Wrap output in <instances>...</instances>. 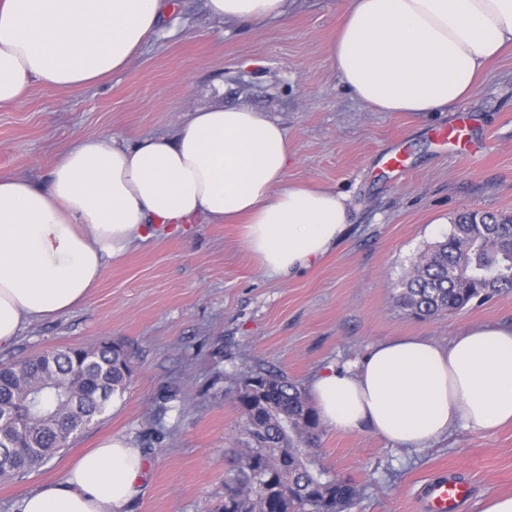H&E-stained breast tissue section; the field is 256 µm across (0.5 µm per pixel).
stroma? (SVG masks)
<instances>
[{"label": "stroma", "instance_id": "obj_1", "mask_svg": "<svg viewBox=\"0 0 512 512\" xmlns=\"http://www.w3.org/2000/svg\"><path fill=\"white\" fill-rule=\"evenodd\" d=\"M180 2L165 19L167 36L149 39L126 70L85 88L38 85L0 109V176L43 182L56 155L79 139L171 135L191 110L250 106L286 130L289 180L348 195L349 226L327 255L289 278L263 274L240 225L197 224L187 235L160 229L112 261L81 307L27 324L0 361L116 341L131 354L133 375L48 464L0 481V512H18L26 493L61 481L79 453L114 435L144 459L141 492L124 512H218L227 460L241 445L229 374L262 367L305 385L384 340L445 345L476 323H512V294L428 320L396 302L411 263L460 214L512 215V45L487 64L471 98L445 111L375 112L328 63L338 0H292L287 21L254 28L211 19L200 0ZM463 112L474 118L470 160L433 134ZM396 146L407 156L401 176L385 164ZM168 389L177 398L156 419ZM159 428L164 440L145 448L144 435ZM319 456L359 485L351 512H420L422 484L448 470L472 485L467 512L512 494V426L455 429L421 449L326 428Z\"/></svg>", "mask_w": 512, "mask_h": 512}]
</instances>
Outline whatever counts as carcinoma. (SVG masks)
<instances>
[{
    "label": "carcinoma",
    "instance_id": "carcinoma-1",
    "mask_svg": "<svg viewBox=\"0 0 512 512\" xmlns=\"http://www.w3.org/2000/svg\"><path fill=\"white\" fill-rule=\"evenodd\" d=\"M512 293V217L460 215L399 283L397 304L431 319ZM133 373L124 346H68L0 365V480L39 469L98 421ZM242 448L221 512H350L358 485L319 463V420L304 387L257 368L232 378Z\"/></svg>",
    "mask_w": 512,
    "mask_h": 512
}]
</instances>
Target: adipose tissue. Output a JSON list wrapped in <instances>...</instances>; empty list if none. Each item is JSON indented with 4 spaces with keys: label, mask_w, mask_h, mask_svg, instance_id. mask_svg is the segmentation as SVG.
I'll return each instance as SVG.
<instances>
[{
    "label": "adipose tissue",
    "mask_w": 512,
    "mask_h": 512,
    "mask_svg": "<svg viewBox=\"0 0 512 512\" xmlns=\"http://www.w3.org/2000/svg\"><path fill=\"white\" fill-rule=\"evenodd\" d=\"M227 24L287 21L289 0H203ZM343 23L328 62L376 112H437L477 89L512 44V0H338ZM171 0H0V108L37 85L104 82L158 36ZM285 129L265 112L211 106L173 135L82 139L45 183L0 177V350L27 323L72 311L112 260L154 225L239 224L265 273L289 277L324 256L349 223L346 195L290 181ZM320 422L366 428L410 448L451 430L512 424V324L475 325L442 346L402 336L359 361L316 373ZM143 457L111 437L62 481L25 494L20 512H123L140 490Z\"/></svg>",
    "instance_id": "ef3b65f1"
}]
</instances>
